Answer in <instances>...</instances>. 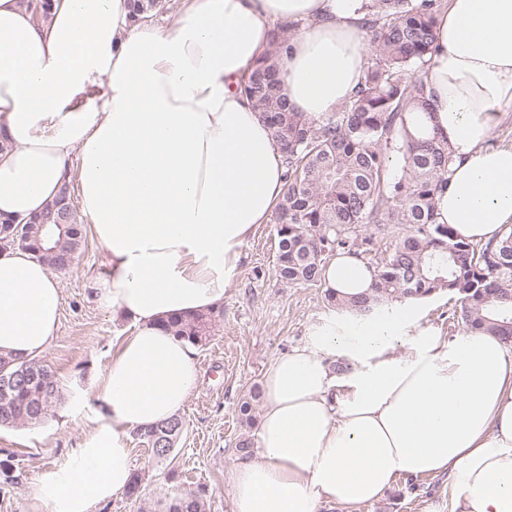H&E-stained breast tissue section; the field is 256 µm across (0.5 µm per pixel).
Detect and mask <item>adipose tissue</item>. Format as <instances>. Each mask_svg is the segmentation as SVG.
I'll use <instances>...</instances> for the list:
<instances>
[{"mask_svg": "<svg viewBox=\"0 0 512 512\" xmlns=\"http://www.w3.org/2000/svg\"><path fill=\"white\" fill-rule=\"evenodd\" d=\"M363 0H188L166 26L132 23L128 0H53L36 23L0 0V219L24 222L76 180L109 273L97 301L134 331L102 375L101 409L79 448L32 488L47 512H91L133 475L127 431L184 409L196 348L165 326L218 308L240 249L282 193L281 148L240 83L294 22L277 80L290 109L319 118L367 66ZM98 100L77 107L90 88ZM424 119L452 158L439 223L486 243L512 224V146L487 144L512 108V0H448L438 13ZM343 299L371 286L355 256L324 266ZM62 297L29 252L0 251V355L33 359L54 341ZM410 352L394 356L397 340ZM350 367L334 373L330 356ZM348 395L332 404L337 386ZM256 453L226 475L233 512H356L401 476L447 475L448 512H512V349L472 330L448 339L415 310L328 318L267 368Z\"/></svg>", "mask_w": 512, "mask_h": 512, "instance_id": "adipose-tissue-1", "label": "adipose tissue"}]
</instances>
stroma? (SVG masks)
Segmentation results:
<instances>
[{
    "label": "stroma",
    "instance_id": "35a3bbf8",
    "mask_svg": "<svg viewBox=\"0 0 512 512\" xmlns=\"http://www.w3.org/2000/svg\"><path fill=\"white\" fill-rule=\"evenodd\" d=\"M274 223L258 225L241 247L237 274L224 292V314L212 340L199 349L200 377L180 417L183 430L169 458L160 460L128 433L134 468L143 477L142 497L120 496L93 512H165L169 472L183 488L209 491L207 512H232L227 470L240 460V438L254 437L255 425L239 406L279 354L303 345L311 327L333 315L323 283L287 285L277 279ZM107 272L102 246L86 235L74 264L54 272L63 296V316L52 346L39 360L56 374L60 400L36 425L0 428V512H35L30 489L44 471L61 465L100 409L101 375L112 352L133 329V321L100 307L95 283ZM421 325L440 335L466 332L461 302L448 291L416 302ZM359 512H448V479L402 478Z\"/></svg>",
    "mask_w": 512,
    "mask_h": 512
}]
</instances>
